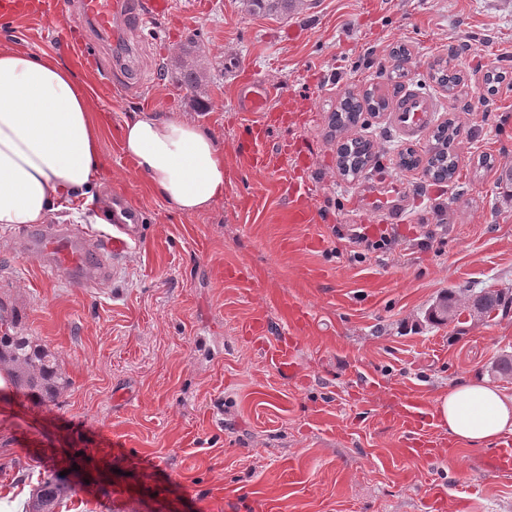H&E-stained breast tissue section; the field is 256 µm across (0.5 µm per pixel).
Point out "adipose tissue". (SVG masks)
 <instances>
[{
	"label": "adipose tissue",
	"mask_w": 512,
	"mask_h": 512,
	"mask_svg": "<svg viewBox=\"0 0 512 512\" xmlns=\"http://www.w3.org/2000/svg\"><path fill=\"white\" fill-rule=\"evenodd\" d=\"M91 90L46 51L0 49V227L42 223L86 197L103 165ZM121 150L155 193L186 214L205 212L228 184L214 139L178 118L124 122ZM449 436L479 447L512 432V393L482 378L436 400Z\"/></svg>",
	"instance_id": "ef3b65f1"
}]
</instances>
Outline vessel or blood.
Segmentation results:
<instances>
[{
    "mask_svg": "<svg viewBox=\"0 0 512 512\" xmlns=\"http://www.w3.org/2000/svg\"><path fill=\"white\" fill-rule=\"evenodd\" d=\"M171 6V0H40L38 11L46 19L71 11L79 20L91 22L100 37L106 39L112 36L115 24L125 23L131 17L143 27L166 14ZM228 76L234 109L245 116L248 127L236 147V166L267 176L263 189L237 193L238 214L253 224H287L302 229V236L282 240V250L320 251L326 245L325 239L305 232L306 227L318 221L314 186L308 177L311 158L300 151L295 141L285 140L276 146L269 143V130L288 121L284 107L277 102V93L271 84L253 77L242 60L230 63ZM436 109V102L430 98L405 95L394 104V121L403 133L410 135L421 131ZM140 219V210L121 201L112 210L111 231L92 232L73 224H43L19 236L15 247L22 254L36 252L52 275L72 287L105 289L115 276L117 261L140 243ZM206 274L244 294L261 289L263 309L240 322L237 333L252 341L265 362L284 379L301 380L302 342L318 331L316 315L302 297L321 284L325 271H300L289 291L265 281L254 268L236 262L207 268ZM269 308L276 310L280 328L273 340L268 337L271 324L265 315ZM391 397L407 438L402 450L404 457H437L443 444L434 435L436 423L429 400L402 385L394 387ZM474 466L484 475L511 474L512 436L501 438L495 447L481 450Z\"/></svg>",
    "mask_w": 512,
    "mask_h": 512,
    "instance_id": "b4317fda",
    "label": "vessel or blood"
}]
</instances>
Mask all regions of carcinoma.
<instances>
[{
	"label": "carcinoma",
	"mask_w": 512,
	"mask_h": 512,
	"mask_svg": "<svg viewBox=\"0 0 512 512\" xmlns=\"http://www.w3.org/2000/svg\"><path fill=\"white\" fill-rule=\"evenodd\" d=\"M253 10L268 16L286 14L298 10L303 0H250ZM410 52L398 47L391 52V59L397 64L387 74L388 84L399 91L408 72L405 67ZM430 78L447 91H452L461 82V76L448 73V68L436 62L432 65ZM206 82V72L196 65L182 73L181 84L189 91H198ZM389 106L386 95L370 89L361 95L351 91L332 112L330 129L342 135L357 125L365 112H383ZM458 136V126L449 120L433 131V145L426 159L425 172L435 182H443L454 177L458 160L452 150V143ZM376 156L371 142L360 138H348L341 143L337 152V168L345 178H355L369 167ZM503 292L490 288H480L476 294L460 300L450 293L439 304L434 318L439 322L457 321L463 314L473 319H484L497 311L503 302ZM17 318L13 311L0 301V366L7 369L14 388L26 391L33 399H56L67 383L58 373L57 359L50 351L31 343L27 336L16 332ZM61 488L57 484L54 470L47 471L41 479L31 509L32 512H54L59 503Z\"/></svg>",
	"instance_id": "carcinoma-1"
}]
</instances>
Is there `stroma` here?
I'll return each instance as SVG.
<instances>
[{
    "label": "stroma",
    "mask_w": 512,
    "mask_h": 512,
    "mask_svg": "<svg viewBox=\"0 0 512 512\" xmlns=\"http://www.w3.org/2000/svg\"><path fill=\"white\" fill-rule=\"evenodd\" d=\"M189 8V0H173L172 15L152 28L130 25L101 45L104 74L124 91L79 72L93 88L95 112L193 123L232 167L243 129L224 61H246L314 111L301 127L274 129L270 141L314 143L319 222L311 230L326 246L280 252L284 226L246 223L230 193L198 215L155 193L142 198L141 176L112 162V131L102 128L107 162L89 196L52 217L92 226L91 202L120 190L139 196L145 239L107 290L55 281L37 256L15 250L17 229L0 227V300L15 309L21 335L54 352L71 382L43 405L0 387V501L27 504L52 469L67 486L57 512H165L170 504L178 512H263L270 501L277 512H426L433 485L449 500L465 497L467 512H512V475L475 472L474 450L458 444L449 455L403 459L400 426L379 418L384 393L350 397L376 379L434 399L476 374L512 393V375L490 372L501 353L512 354V193L497 183L512 166V0H305L288 16L215 0L191 21ZM74 25L66 12L0 18V48L42 49L67 65ZM401 44L411 51L405 89L437 101L433 124L460 128L457 173L436 184L422 168L400 166L399 152L425 154L432 132L402 135L387 111L350 131L372 141L378 165L343 178L329 117L346 90L384 84L389 52ZM187 45L210 77L197 97L175 66ZM439 59L464 77L454 93L428 78ZM493 67L503 79L490 90L483 77ZM486 155L493 167L481 166ZM355 224L383 225L392 245L358 259L349 239ZM435 224V239L421 246ZM225 261L262 267L284 287L300 268L328 272L319 291L304 296L327 333L306 339L303 384L280 379L238 336L262 294L243 297L204 277L205 266ZM472 288L502 290L504 308L480 321L431 319L448 292L463 299ZM330 291L345 294L347 305L329 306Z\"/></svg>",
    "instance_id": "1"
}]
</instances>
